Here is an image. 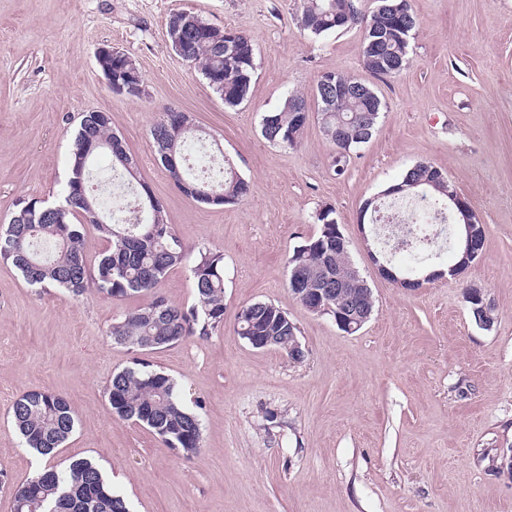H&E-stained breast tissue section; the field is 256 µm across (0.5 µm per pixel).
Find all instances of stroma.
<instances>
[{
    "instance_id": "stroma-1",
    "label": "stroma",
    "mask_w": 512,
    "mask_h": 512,
    "mask_svg": "<svg viewBox=\"0 0 512 512\" xmlns=\"http://www.w3.org/2000/svg\"><path fill=\"white\" fill-rule=\"evenodd\" d=\"M301 5L0 0V225L19 201H62L80 116L104 111L176 234L224 254L223 325L140 357L107 334L139 299L44 292L0 263V469L10 482L0 512H13V486L46 464L12 424L31 389L65 396L77 414L55 464L93 459L130 512H512V0H410L408 64L386 78L364 69L361 29L304 38ZM178 11L247 34V101L225 106L172 50L166 23ZM104 45L134 59L145 96L112 92L96 61ZM326 71L369 84L383 104L376 133L340 174L318 116L293 148L260 133L264 114L290 92L312 95ZM168 107L220 140L249 196L209 205L183 193L150 142ZM421 162L469 200L486 239L463 274L400 288L373 261L379 232L360 225V211ZM324 208L375 301L354 333L288 288L286 259L319 233ZM470 283L495 308L490 328L469 311ZM256 301L297 325L302 361L237 336L239 312ZM140 358L198 413V457L113 416L107 385Z\"/></svg>"
}]
</instances>
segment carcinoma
I'll return each mask as SVG.
<instances>
[{
	"label": "carcinoma",
	"instance_id": "cac0c4a2",
	"mask_svg": "<svg viewBox=\"0 0 512 512\" xmlns=\"http://www.w3.org/2000/svg\"><path fill=\"white\" fill-rule=\"evenodd\" d=\"M354 17V25L364 31L363 67L376 77L399 73L407 63L410 39L416 26L408 0H378L377 7L365 14L358 0H303L300 30L317 39L340 31L338 17ZM179 27L183 33V57L196 65L203 77L221 75L211 89L224 97V105L236 107L251 93L256 69L255 49L241 31L215 26L205 33L187 27V18L172 14L166 32ZM329 75L339 83L361 86L368 95L343 100H328L320 87L314 89L318 116L326 139L336 147L334 164L344 165L350 153L367 143L378 125L381 100L365 82L334 71ZM308 106L302 93H291L278 112L263 115L261 134L270 143L296 146L304 131L298 122L300 109ZM190 129L175 135L162 119L150 129L158 155L174 153L179 173H171L176 183L193 187L190 197L215 205L236 203L251 192V184L233 168L213 173L192 171L186 158L189 136L199 131L191 115L184 116ZM93 137L102 143L97 153L106 155L112 173L127 184L132 198L106 212L94 194L90 180L92 156H84V144ZM117 135L111 121H101L94 112L81 117L71 155V176L60 210L50 211L39 200L19 203L6 227L0 229V261L11 265L24 281L40 290L56 288L72 297L93 287L112 299L147 296L149 300L112 322V342L136 352L161 349L190 336H208L224 323V254L208 247L197 249L191 266L195 302L190 306L170 302L160 286L170 270L182 265L191 252L168 224L161 206L145 202V184L132 187L135 178L132 160L126 149H111ZM437 169L425 163L410 168L402 179L413 199L428 203L448 223V194L455 191L449 181L436 185L430 181ZM91 226L109 244L97 263L87 261L85 226ZM429 238L415 233V225H402L401 245L425 247ZM322 247L321 253L294 248L288 257L289 274L301 277L302 287L319 288L322 269L331 275L352 278L358 270L352 265L348 249H336L327 233L308 240ZM254 322L267 329V335L280 337L271 347L288 351L300 343L299 330L285 312L275 305L257 301L244 307L237 323V335H250ZM112 413L122 420L141 425L191 459L201 448V423L198 414L178 398L176 382L168 374L141 361L112 375L107 387ZM12 418L24 445L44 458H52L73 435L76 414L65 397L46 390L24 392L14 403ZM14 512H130L125 498L114 492L99 465L89 459L72 461L59 469L46 467L12 488Z\"/></svg>",
	"mask_w": 512,
	"mask_h": 512
}]
</instances>
